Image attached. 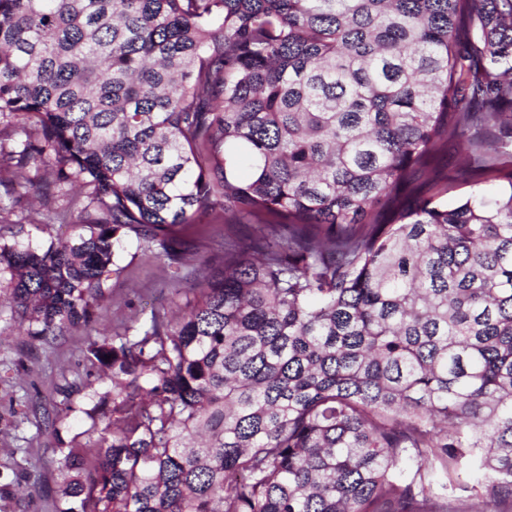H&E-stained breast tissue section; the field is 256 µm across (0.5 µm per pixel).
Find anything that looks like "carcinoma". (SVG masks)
<instances>
[{
  "label": "carcinoma",
  "mask_w": 512,
  "mask_h": 512,
  "mask_svg": "<svg viewBox=\"0 0 512 512\" xmlns=\"http://www.w3.org/2000/svg\"><path fill=\"white\" fill-rule=\"evenodd\" d=\"M3 172L1 224L77 209L0 243L29 336L102 320L130 235L202 281L88 340L107 435L59 449L64 512L512 507V0H0ZM458 157L456 149H451L448 152V156L441 161L443 165L445 175H448V193L443 195L442 199L448 204V207H452L456 204L457 200L464 192L468 191L470 187L461 185L458 181H455V170L457 168ZM213 223L211 217H205L184 226L182 233L195 242L197 256L209 261L207 268L217 269L221 265L224 225ZM63 224L57 223H49V224H26L25 230L26 233L22 235H15L17 231V226L13 224H0V241H6L9 244L13 243L15 240L17 241H27V232L30 234V239L33 242H49L52 239H56L58 235L66 232L67 234H74L73 229L69 226H65Z\"/></svg>",
  "instance_id": "obj_1"
}]
</instances>
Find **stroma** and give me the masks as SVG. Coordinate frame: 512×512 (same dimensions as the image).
Masks as SVG:
<instances>
[{"instance_id": "obj_1", "label": "stroma", "mask_w": 512, "mask_h": 512, "mask_svg": "<svg viewBox=\"0 0 512 512\" xmlns=\"http://www.w3.org/2000/svg\"><path fill=\"white\" fill-rule=\"evenodd\" d=\"M183 234L210 268L220 267L223 225L206 217L186 225ZM119 263L124 271L105 303L104 336H113L143 305L170 312L194 292L191 281L177 292L169 288L162 262L141 254L135 238L124 239ZM88 335V328L78 326L53 343L34 341L19 330L8 300L0 297V512H60L59 445L86 446L104 431L84 414Z\"/></svg>"}]
</instances>
